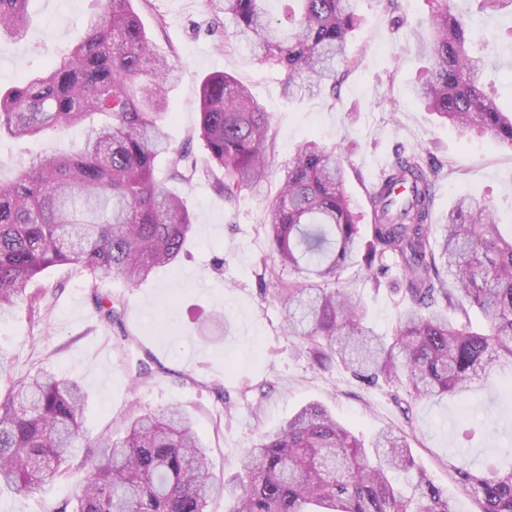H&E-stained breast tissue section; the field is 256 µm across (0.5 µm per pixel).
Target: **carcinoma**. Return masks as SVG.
Masks as SVG:
<instances>
[{
	"mask_svg": "<svg viewBox=\"0 0 512 512\" xmlns=\"http://www.w3.org/2000/svg\"><path fill=\"white\" fill-rule=\"evenodd\" d=\"M30 0H0V35L26 36ZM133 0H91L83 35L42 72L0 94V135L23 140L78 124L84 142L50 153L0 182V313L27 297L45 270L73 265L97 279L131 286L178 259L192 231L185 201L155 175L189 183L218 170L233 201L272 171L269 118L231 74L201 86L200 137L207 156L172 146L165 131L166 89L181 69L154 52ZM211 0L247 55L286 71L285 91L336 89L350 63L358 0ZM426 77L414 94L463 132L489 133L512 146V113L487 94V66L474 53L469 20L440 0L429 18ZM440 171L400 153L369 192L372 223L361 229L345 193L340 153L315 140L298 148L268 204L269 256L263 271L297 274L280 289L288 328L325 369L338 362L370 386L402 390L404 415L421 398L465 391L500 367L512 368V234L493 209L460 197L440 236L432 228ZM402 274L409 307L389 338L365 321L360 300L339 287L359 266L375 277L388 262ZM106 322L120 320L109 297L94 295ZM476 307L485 326L448 318ZM84 392L49 373L0 385V487L32 493L71 479ZM245 476L224 481L230 512H454L448 492L416 466L406 438L380 431L365 442L319 403L302 406L246 453ZM481 512H512V467L492 476L464 459L448 461ZM76 478L75 502L55 512H206L216 492L206 449L181 410L167 407L130 420L126 436H107ZM410 471L402 487L392 474Z\"/></svg>",
	"mask_w": 512,
	"mask_h": 512,
	"instance_id": "cac0c4a2",
	"label": "carcinoma"
}]
</instances>
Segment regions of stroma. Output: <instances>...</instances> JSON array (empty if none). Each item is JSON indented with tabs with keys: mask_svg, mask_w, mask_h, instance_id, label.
<instances>
[{
	"mask_svg": "<svg viewBox=\"0 0 512 512\" xmlns=\"http://www.w3.org/2000/svg\"><path fill=\"white\" fill-rule=\"evenodd\" d=\"M133 4L156 51L184 70L168 99L172 145L205 158L198 138L200 87L207 76L226 72L269 112L277 172L231 204L215 178L173 184L187 202L193 230L178 261L158 267L139 286L113 275L93 280L70 266L45 271L33 286L40 297L37 312L23 302L0 316V372L20 379L46 371L79 382L87 398L78 459L101 435L122 438L139 413L177 405L194 418L215 476H231L266 432L317 402L356 436L407 434L416 462L447 489L456 512H479L477 501L457 487L448 460L462 454L487 473L512 462V371L496 372L465 392L416 401L411 416L403 417L391 388L366 386L338 364H313L304 341L283 323L278 292L288 273L266 277L261 266L278 171L310 140L341 149L346 192L359 224L371 221L373 183L397 151L406 150L451 169L438 183L434 222L467 195L494 206L500 223L512 225V147L460 132L414 97L413 87L429 65L416 35L426 31L435 0H398L394 12L386 0H360L351 64L337 92L295 98L283 92L286 73L280 66L243 61L208 0ZM448 6L473 18V50L497 61L485 73V90L511 106L512 54L498 52L495 37L512 25V15L480 13L475 0H448ZM87 12V0H31L25 39H0V91L56 60L81 35ZM86 133L78 125L45 138H1L0 181H11L45 153L73 151ZM341 284L360 299L373 330L391 335L408 307L397 268L375 280L352 267ZM97 294L119 301V323L101 317L93 301ZM141 361L150 365L151 378L137 379ZM73 493L65 480L34 494L5 488L0 512H52Z\"/></svg>",
	"mask_w": 512,
	"mask_h": 512,
	"instance_id": "1",
	"label": "stroma"
}]
</instances>
